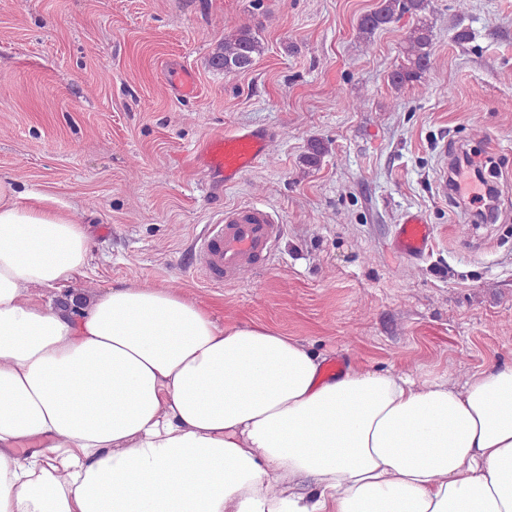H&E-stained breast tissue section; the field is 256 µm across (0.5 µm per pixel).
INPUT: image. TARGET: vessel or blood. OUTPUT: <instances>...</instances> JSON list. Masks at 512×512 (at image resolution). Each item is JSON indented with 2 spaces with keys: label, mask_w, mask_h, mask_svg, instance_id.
<instances>
[{
  "label": "vessel or blood",
  "mask_w": 512,
  "mask_h": 512,
  "mask_svg": "<svg viewBox=\"0 0 512 512\" xmlns=\"http://www.w3.org/2000/svg\"><path fill=\"white\" fill-rule=\"evenodd\" d=\"M268 143L264 131L238 129L206 140L197 150V163L212 179L231 185L263 162ZM282 234L278 216L267 206H234L206 225L193 250L206 279L221 284L235 280L245 269L269 265ZM392 245L401 256L422 258L432 247V228L422 214L407 213L395 229Z\"/></svg>",
  "instance_id": "1"
}]
</instances>
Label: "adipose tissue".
<instances>
[{"instance_id": "ef3b65f1", "label": "adipose tissue", "mask_w": 512, "mask_h": 512, "mask_svg": "<svg viewBox=\"0 0 512 512\" xmlns=\"http://www.w3.org/2000/svg\"><path fill=\"white\" fill-rule=\"evenodd\" d=\"M16 196L0 180V512H512V365L326 377L171 288L35 300L90 243Z\"/></svg>"}]
</instances>
